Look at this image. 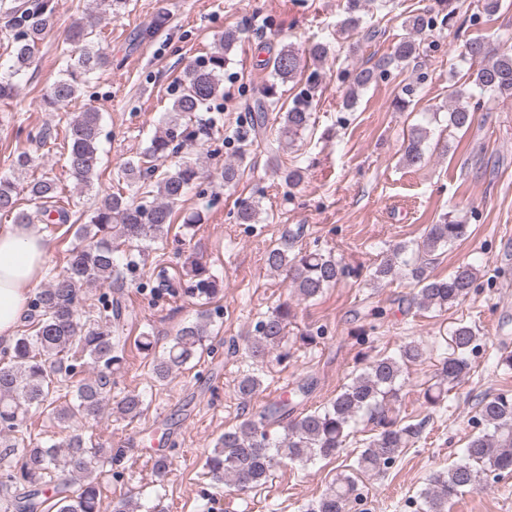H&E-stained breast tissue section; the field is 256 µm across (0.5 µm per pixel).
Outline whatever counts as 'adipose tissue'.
Instances as JSON below:
<instances>
[{
    "instance_id": "adipose-tissue-1",
    "label": "adipose tissue",
    "mask_w": 512,
    "mask_h": 512,
    "mask_svg": "<svg viewBox=\"0 0 512 512\" xmlns=\"http://www.w3.org/2000/svg\"><path fill=\"white\" fill-rule=\"evenodd\" d=\"M49 242L32 226L0 229V340L14 336L28 311L29 294L43 275Z\"/></svg>"
}]
</instances>
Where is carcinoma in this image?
I'll return each mask as SVG.
<instances>
[{"label": "carcinoma", "mask_w": 512, "mask_h": 512, "mask_svg": "<svg viewBox=\"0 0 512 512\" xmlns=\"http://www.w3.org/2000/svg\"><path fill=\"white\" fill-rule=\"evenodd\" d=\"M370 0H345L344 19L340 31L358 30L367 13ZM54 13L53 0H31L6 8L7 27L12 31L14 64L0 74V100L14 97L15 78L30 66L36 40ZM435 22L422 14L403 18L405 35L391 53L374 64L361 65L349 74V89L344 100L347 108L357 104L359 92L387 74L395 64L406 66L420 57ZM240 40V32L224 31L215 51L206 59L187 66L179 79V95L165 129L155 136L145 156L149 161L129 159L120 169L127 185L154 183L156 195L143 196L135 203L117 191L104 196L100 206L87 215V222L77 225L76 243L66 266L54 273L46 288L31 302L29 319L33 330L15 338L0 352V507L5 512H137L132 500L120 498L104 502L102 481L106 466L112 464V449L97 448L83 434L72 432L60 443L48 447L40 444L31 432L29 421L34 413L50 420L70 422L98 420L103 417L107 396L112 389V371L123 361L126 339L120 336L124 327L120 300L100 297L95 304L98 320L93 327L81 320L78 307L81 289L91 284L112 282L116 267L115 253L129 247L126 268L139 269L137 256L145 254L149 245L165 244L174 224V206L198 178L196 164L183 160L164 171L167 158L188 142L212 134L216 119L197 126L187 119L210 107L222 97L219 72L227 53ZM78 56L62 51V77L49 88L45 101L50 106L64 104L76 97L80 86L108 63L94 42V25L75 24L69 35ZM329 46L316 42L304 55L290 46L282 47L269 60L274 76L293 79L305 66V59L323 63ZM464 62H479L480 67L468 78L489 93L488 101L472 107L458 102L462 92L452 96L457 103L448 107V127L455 130L471 126L474 113L491 110L496 99L512 95V51L500 49L488 37L478 33L468 38L460 54ZM279 100L268 90L254 101L250 125L241 133L244 141L265 139L267 143L293 145L311 122L305 105L296 103L281 116L275 138L267 135L268 112L277 109ZM101 113L93 108L75 114L65 128L67 167L76 184L91 186L99 162ZM426 129L411 128L403 146L402 161L415 166L424 159L422 143ZM31 198L40 202L43 213L54 211L56 221L66 224L69 210L61 205L54 180L45 178L27 186ZM19 184L0 177V212L15 214V223L32 224L36 214L19 209ZM468 225L445 218L430 224L422 241L415 246L405 242L389 246L380 253L370 275L369 286L406 277L415 289L412 303L420 310L442 309L464 302L476 280V269L459 265L446 277L427 273L422 258L439 247L454 244L467 235ZM303 233V227L288 230L284 242L266 252V264L274 272L291 274L290 288L302 300L313 299L336 284L347 266L330 252L299 251L289 253L288 240ZM188 287L185 292L209 303L223 285L202 263L192 260L186 267ZM294 312L290 303L278 304L256 327L250 337L247 353L254 360H264L277 353L281 361L288 358L286 329ZM207 313L182 326L171 345L153 357L152 374L164 381L185 368L203 351L208 340ZM478 340L476 328L459 324L450 334L448 356L437 368L436 382L423 392L424 404L441 402L469 374L468 352ZM421 343L402 344L393 356L363 357L361 372L341 387L336 397L311 411L290 418L294 406L287 399L269 401L251 412L239 425L224 431L205 458L207 474L216 482H226L239 491L262 485L275 467L305 465L316 459L335 457L351 436V427L360 418L375 427V436L364 445L356 464L362 472L375 471L393 464L410 439L419 435L421 424H406L398 417L393 403L403 387L399 379L404 368L422 360ZM81 359L91 371L75 385L74 402L57 404L69 395V382L75 375L73 361ZM261 380L254 374L242 376L236 393L245 401L260 392ZM145 402L138 392H127L115 402L113 412L133 421L142 416ZM478 421L484 429L469 438L464 461L453 464L428 479L419 492V512H448V502L481 481L497 479L512 473V393L502 392L482 399L478 405ZM283 427L278 432L277 427ZM355 491L352 476L340 474L305 512H348Z\"/></svg>", "instance_id": "cac0c4a2"}]
</instances>
